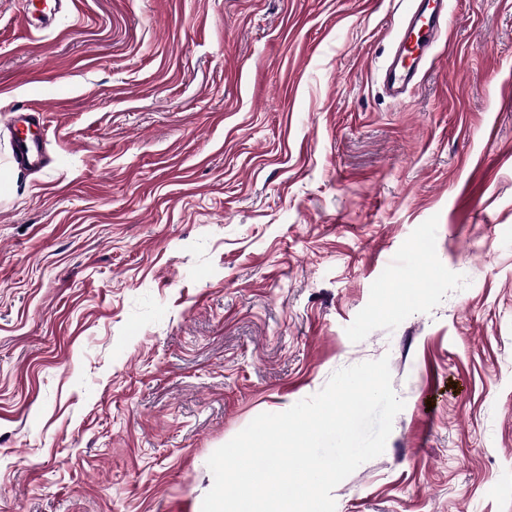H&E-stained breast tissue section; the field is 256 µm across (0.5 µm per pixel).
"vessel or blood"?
<instances>
[{"instance_id": "1", "label": "vessel or blood", "mask_w": 512, "mask_h": 512, "mask_svg": "<svg viewBox=\"0 0 512 512\" xmlns=\"http://www.w3.org/2000/svg\"><path fill=\"white\" fill-rule=\"evenodd\" d=\"M69 0H24L21 13L24 25L34 31L51 27L57 14L67 8ZM446 0H418L396 48V59L386 73V91L400 97L401 86L419 81L426 54L446 32ZM43 123V112L35 106L20 107L10 117L13 138V156L21 165L42 168L50 164L41 137L36 133Z\"/></svg>"}]
</instances>
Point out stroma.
Returning <instances> with one entry per match:
<instances>
[{
    "mask_svg": "<svg viewBox=\"0 0 512 512\" xmlns=\"http://www.w3.org/2000/svg\"><path fill=\"white\" fill-rule=\"evenodd\" d=\"M0 0V512H201L257 415L388 358L336 512H512V0ZM40 106L52 163L15 164ZM73 0H25L21 13L22 22L29 30L43 31L51 27L57 14ZM446 0H418L396 48V59L386 73L385 88L389 96L399 98L405 92L398 86H415L420 77L427 51L446 33ZM10 117L13 138L14 160L20 165L43 168L51 163L44 143L33 127L43 124V111L39 107H20L12 111Z\"/></svg>",
    "mask_w": 512,
    "mask_h": 512,
    "instance_id": "35a3bbf8",
    "label": "stroma"
}]
</instances>
